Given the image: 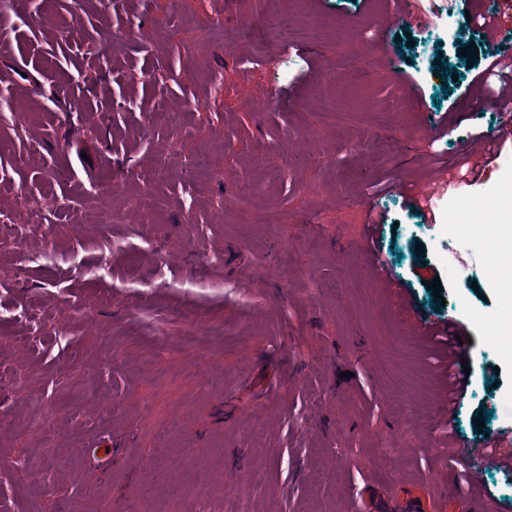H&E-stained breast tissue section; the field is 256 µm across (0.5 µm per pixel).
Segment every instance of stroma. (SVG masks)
Wrapping results in <instances>:
<instances>
[{"label":"stroma","instance_id":"obj_1","mask_svg":"<svg viewBox=\"0 0 512 512\" xmlns=\"http://www.w3.org/2000/svg\"><path fill=\"white\" fill-rule=\"evenodd\" d=\"M462 2L423 0L436 21L414 27L392 0L0 8V214L21 186L36 204L24 234L0 229V272L45 256L0 280V468L15 473L0 512H400L442 486L447 512L477 489L512 512V477L454 449L512 437V254L479 212H512V144L430 215L393 188L438 177L472 133L496 142ZM317 20L321 41H279L276 25ZM223 24L257 36L225 51ZM218 132L223 157L196 182L187 166ZM53 166L75 215L43 210ZM416 312L470 341L448 421ZM106 436L121 451L107 472L86 451Z\"/></svg>","mask_w":512,"mask_h":512}]
</instances>
